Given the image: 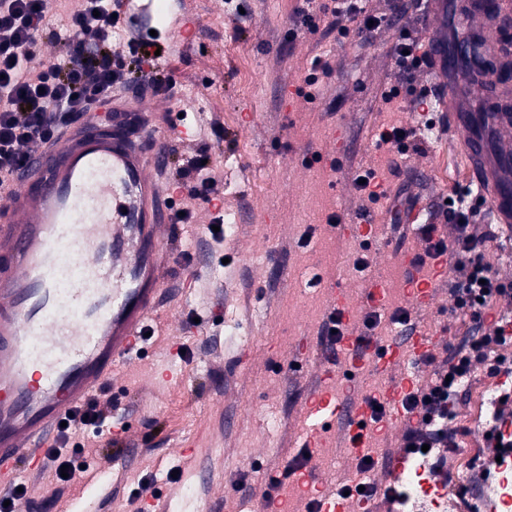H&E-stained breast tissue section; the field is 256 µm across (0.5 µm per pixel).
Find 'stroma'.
Wrapping results in <instances>:
<instances>
[{
	"instance_id": "1",
	"label": "stroma",
	"mask_w": 512,
	"mask_h": 512,
	"mask_svg": "<svg viewBox=\"0 0 512 512\" xmlns=\"http://www.w3.org/2000/svg\"><path fill=\"white\" fill-rule=\"evenodd\" d=\"M298 0H205L199 44L177 57V83L171 102H154L155 118L168 107L185 109L197 142L213 139L220 123L228 138L216 154L224 174V211L235 219L223 244L213 242L201 224H179L175 237L189 259L173 274L160 315L151 321L144 356L118 370L112 387L98 401L114 397L113 426L128 425L127 458L114 467L106 454L92 460L103 475V490L93 512H143L144 501H130L131 489L151 476L158 495L153 512H175L193 501L194 512L213 502L216 512H260L270 479L282 478L296 454L307 396L324 384L318 362H331L319 331L330 310L328 288L339 282L355 290L379 280L385 290L380 335H398L395 310L406 307L402 282L418 250L415 236L404 247L389 221L400 190L415 196L417 213L428 216L446 197L472 187L463 136L436 115L431 137L420 151L398 156L378 144L387 124H418L411 111L391 110L381 94L395 84L389 56L392 37L384 32L369 43L300 31L292 50L282 42ZM327 61L331 74L309 87V97L284 99L285 91L305 86L313 58ZM248 124H241V117ZM341 134L340 166L324 161L332 134ZM194 143L172 142L178 155L190 156ZM361 167L388 180L390 191L378 202L359 199L350 174ZM342 221L365 219L375 226L366 254L367 272L354 269L359 243L327 229L331 214ZM225 263H218L217 254ZM454 276L437 284L438 302L414 318L416 329L462 344L475 331L470 317L448 310ZM237 327L226 333L227 323ZM183 375L169 387L162 369ZM490 378L476 370L460 390L457 426L467 427L460 448L448 455V473L470 468L485 475L497 469L476 416V395ZM279 415V428L269 417ZM352 455L340 446V430L323 436L310 464L328 468L329 489L357 479ZM267 483L259 485L257 474ZM406 493L417 495L425 512H466L455 483L441 494L430 484L410 480Z\"/></svg>"
}]
</instances>
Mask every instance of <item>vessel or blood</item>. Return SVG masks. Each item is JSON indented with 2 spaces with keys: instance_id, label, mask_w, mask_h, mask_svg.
<instances>
[{
  "instance_id": "vessel-or-blood-1",
  "label": "vessel or blood",
  "mask_w": 512,
  "mask_h": 512,
  "mask_svg": "<svg viewBox=\"0 0 512 512\" xmlns=\"http://www.w3.org/2000/svg\"><path fill=\"white\" fill-rule=\"evenodd\" d=\"M167 46L186 49L199 18L190 0H170ZM119 17L143 40L153 15L141 0H118ZM467 23L487 33L495 0H463ZM430 73L445 95L451 128L465 134L464 153L475 181L501 224L512 223V189L478 164L471 101L479 80L460 98L452 83L459 66L451 42L436 40ZM138 135L128 132V113L101 125L85 113L72 129L39 153L12 190L0 196V488L11 489L50 464L58 425L112 381L117 367L138 356L135 342L160 308L173 269L169 225L159 209L158 164L172 139L186 129L156 128L148 111L137 114ZM421 331L381 341L384 364L418 363L437 344ZM309 421L299 445L319 444L325 423L345 420L352 455L370 449L374 428L363 400L332 401L320 389L305 411ZM374 501L322 491L319 512H376Z\"/></svg>"
}]
</instances>
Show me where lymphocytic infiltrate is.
Segmentation results:
<instances>
[{
	"mask_svg": "<svg viewBox=\"0 0 512 512\" xmlns=\"http://www.w3.org/2000/svg\"><path fill=\"white\" fill-rule=\"evenodd\" d=\"M112 0H62L67 14L63 28H50V0H0V187L29 169L35 151L54 139L66 125L76 121L109 96L113 88L133 80L148 83L165 93L173 83L170 72L146 68L148 44L112 45L118 23ZM295 28L287 40H295L299 28L321 31L323 36L357 34L370 40L385 30L395 31L390 55L404 80L412 82L430 66V51L420 50L409 25L405 0H386L382 11L368 10L364 0H321L317 9L296 7ZM215 155L202 144L188 158L175 160L170 170L169 191L189 201L179 204L176 223H190L192 201L220 208L223 187L215 175ZM440 224H419L415 231L425 244L416 266H430L427 276L407 275L404 293L418 291L422 284L455 270L457 284L450 291L451 310L470 312L477 321L475 336L445 359L428 354L438 363L427 383L410 380L402 391L404 412L403 450L421 454L423 449L444 458L458 443L448 435V423L458 416L453 400L456 385L475 369L497 374L502 366L500 350L512 343L508 325L512 316V276L494 271L487 260L494 231L477 223L465 198H457L443 211ZM112 420V408L92 400L72 414L58 430V444L50 450L49 473L54 488L46 508H54L66 489L93 475L86 453V434L102 436Z\"/></svg>",
	"mask_w": 512,
	"mask_h": 512,
	"instance_id": "f902f5d3",
	"label": "lymphocytic infiltrate"
}]
</instances>
